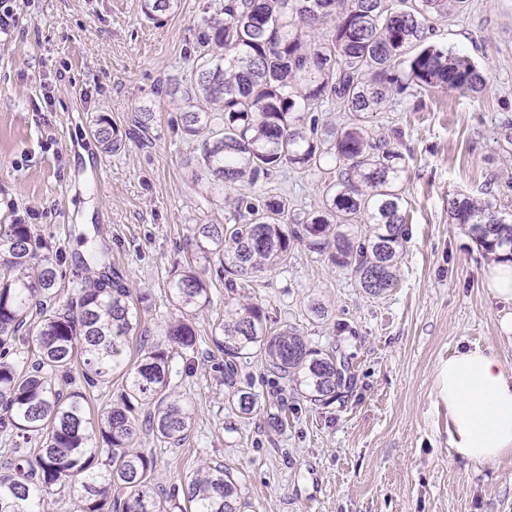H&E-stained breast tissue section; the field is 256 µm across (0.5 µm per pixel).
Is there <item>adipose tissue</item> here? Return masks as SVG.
Masks as SVG:
<instances>
[{
  "mask_svg": "<svg viewBox=\"0 0 512 512\" xmlns=\"http://www.w3.org/2000/svg\"><path fill=\"white\" fill-rule=\"evenodd\" d=\"M502 304L499 327L512 335V261H491L484 272ZM438 392L448 406L453 456L484 465L512 456V368L490 347L456 350L440 368Z\"/></svg>",
  "mask_w": 512,
  "mask_h": 512,
  "instance_id": "obj_1",
  "label": "adipose tissue"
}]
</instances>
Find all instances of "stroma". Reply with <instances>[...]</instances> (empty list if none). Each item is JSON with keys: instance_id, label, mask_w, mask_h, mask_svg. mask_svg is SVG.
<instances>
[{"instance_id": "stroma-1", "label": "stroma", "mask_w": 512, "mask_h": 512, "mask_svg": "<svg viewBox=\"0 0 512 512\" xmlns=\"http://www.w3.org/2000/svg\"><path fill=\"white\" fill-rule=\"evenodd\" d=\"M18 5L15 33L0 41V224L32 225L59 255L64 303L94 277L80 258L83 236L95 237L107 267L146 292L141 325L161 337L175 317L169 288L193 226L223 223L229 209L225 190L194 179L197 145L180 134V109L167 93L174 78L190 86L202 21L224 0H178L155 20L141 0ZM431 39L474 62L485 88L476 99L410 88L369 119L410 152L396 288L369 296L350 272L302 245L233 294L211 262V302L194 317L197 344L172 362V386L192 406L193 428L177 445L147 433L136 440L154 451L161 492L181 489L214 460L238 476L242 512H512V456L479 469L450 458L448 406L437 394V372L457 349L493 347L512 368L500 305L483 286L487 257L448 220L449 198L479 196L490 177L497 199L512 207V146L500 138L512 120V0H468ZM144 109L154 114L146 136L130 122ZM101 115L122 140L117 151H101L93 136ZM326 178L284 167L251 192L287 198L292 213L304 214L318 206ZM232 299L261 306L271 326L297 327L312 347L339 345L353 386L319 404L277 392L256 353L239 375L258 393L257 409L248 420L231 413L212 327ZM316 301L326 318L310 315ZM277 404L288 414L280 431L269 423Z\"/></svg>"}]
</instances>
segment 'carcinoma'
I'll return each instance as SVG.
<instances>
[{"label": "carcinoma", "instance_id": "cac0c4a2", "mask_svg": "<svg viewBox=\"0 0 512 512\" xmlns=\"http://www.w3.org/2000/svg\"><path fill=\"white\" fill-rule=\"evenodd\" d=\"M176 6L177 0H143L142 11L154 19ZM466 7L467 0H224V15L203 20L191 86L168 89L184 103L181 134L200 144L195 176L252 186L283 167L328 166L335 177L323 186L321 209L304 216H288L282 198L241 193L224 223L194 225L187 265L169 291L185 318L134 357L129 340L141 315L118 271L110 282L76 289L60 309L58 264L36 258L32 226L0 225V429L18 446L40 438L35 460L17 455L0 467V512H49L56 485L70 489L76 512H240L239 478L228 466L198 467L182 505L156 492L155 458L134 447L140 425L176 445L194 424V410L171 393V362L176 349L196 346L188 315L210 304L206 263L218 257L233 291L238 281L287 263L299 244L350 271L369 295L395 288L406 243L408 162L368 118L395 90L481 92L483 76L468 58L428 42L437 22ZM326 102L347 120L323 125L320 134L315 112ZM94 136L107 152L120 148L103 116L95 119ZM482 194L449 199V219L468 227L486 253L512 260V211L491 187ZM360 220L372 225L364 239L353 230ZM83 243L85 263L101 264L96 240L85 236ZM33 308L39 321L31 325ZM268 319L257 304H227L215 326L224 384L239 417L249 418L257 405V395L237 380L254 349L277 383L311 402L353 384L340 347H310L295 327L270 330ZM116 375L124 380L119 400L91 413L86 390Z\"/></svg>", "mask_w": 512, "mask_h": 512}]
</instances>
